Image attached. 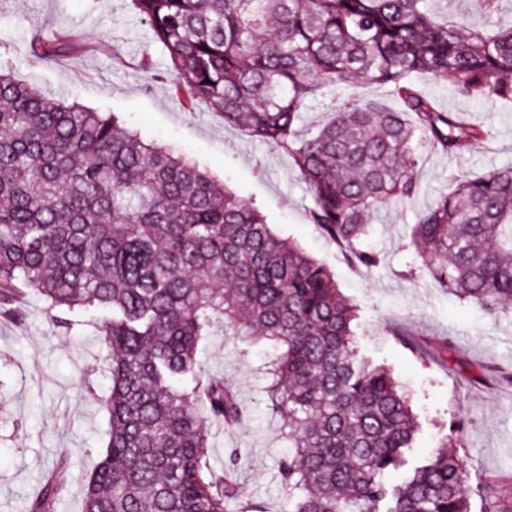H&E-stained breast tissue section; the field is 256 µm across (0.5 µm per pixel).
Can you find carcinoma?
<instances>
[{
  "instance_id": "1",
  "label": "carcinoma",
  "mask_w": 512,
  "mask_h": 512,
  "mask_svg": "<svg viewBox=\"0 0 512 512\" xmlns=\"http://www.w3.org/2000/svg\"><path fill=\"white\" fill-rule=\"evenodd\" d=\"M167 55L184 104L220 113L288 154L310 222L357 267L379 256L367 224L418 191L414 142L455 154L485 142L481 119L441 109L418 80L465 99L512 100V16L472 0H131ZM46 57L77 50L52 35ZM384 85L399 108L334 98L318 84ZM316 131L300 134L304 117ZM411 243L440 288L489 311L512 305V165L434 196ZM34 291L53 321L97 313L110 352L108 438L83 512H231L237 452L210 467L212 437L244 417L224 377L199 372L217 326L269 344V409L292 451L277 463L288 512H470L462 463L444 448L408 466L418 422L389 370L359 356L354 306L334 276L197 165L143 143L115 117L49 99L0 69V309ZM67 458L27 512H56Z\"/></svg>"
}]
</instances>
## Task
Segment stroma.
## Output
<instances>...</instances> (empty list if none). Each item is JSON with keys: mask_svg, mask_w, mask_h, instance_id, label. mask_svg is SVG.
Returning <instances> with one entry per match:
<instances>
[{"mask_svg": "<svg viewBox=\"0 0 512 512\" xmlns=\"http://www.w3.org/2000/svg\"><path fill=\"white\" fill-rule=\"evenodd\" d=\"M56 32L78 43V51L57 59L35 52L36 40ZM146 54L152 72L165 70L161 45L149 39L130 0H0L1 69L54 99L115 114L145 143L195 162L259 209L278 234L328 268L356 305L355 345L409 395L418 453L445 444L450 423H459L461 443L452 452L464 463L471 512H492L496 496L512 497V385L495 379L496 369H512V312L492 315L431 287L410 242L418 214L450 179L512 165V102L463 99L446 85L426 84L441 108L481 112L492 135L454 155L420 147L419 190L369 224L367 241L380 263L359 269L310 223V189L288 155L206 106L187 109L168 82L143 71ZM23 309L18 318L0 314V512H26L62 456L70 472L57 512H82L85 481L109 429L102 408L109 352L93 326L57 328L36 294ZM396 326L426 344L430 357L405 348L391 334ZM270 357L269 346L237 343L220 331L198 354L202 372L223 376L246 410L240 424L217 434L211 456L218 472L230 450L239 452L238 512L257 501L267 512H285L288 501L276 478L288 445L259 393L260 369ZM504 474L508 482L485 492L487 479Z\"/></svg>", "mask_w": 512, "mask_h": 512, "instance_id": "35a3bbf8", "label": "stroma"}]
</instances>
